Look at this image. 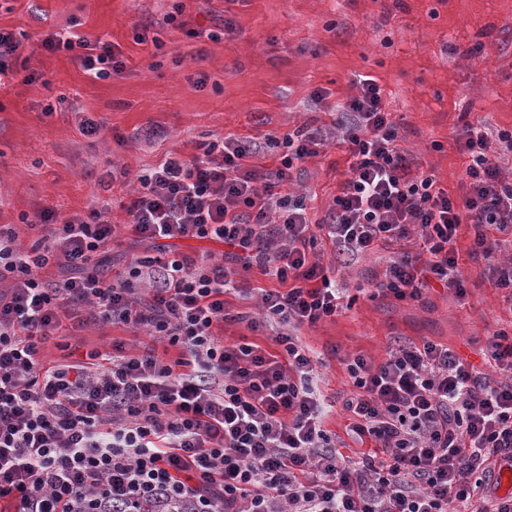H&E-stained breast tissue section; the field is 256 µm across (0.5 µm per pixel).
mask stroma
<instances>
[{"label":"stroma","instance_id":"1","mask_svg":"<svg viewBox=\"0 0 512 512\" xmlns=\"http://www.w3.org/2000/svg\"><path fill=\"white\" fill-rule=\"evenodd\" d=\"M0 28L23 33L24 67L33 75L0 81V225H13L25 247L42 235L44 209L107 210L112 250L97 267L107 280L152 252L125 213L140 170L168 153L202 155L227 135L255 148V164L275 168L278 141L329 127L333 105L356 94L359 75L382 88L414 171L458 194L467 158L455 137L466 120L488 127L490 158L512 176V152L498 140L500 131L512 132V0H0ZM56 32L110 43L122 73L99 79L75 52L45 50L43 40ZM317 89L326 97L315 106ZM83 112L103 122L101 135L81 133ZM347 168L346 153L331 140L294 171L292 186L309 198L312 221L331 212ZM469 244L468 228H460L465 298L440 289L417 301L371 296L367 283L390 254L381 246L343 271L350 309L301 330L333 403L325 429L345 457L357 459L374 444L348 433L343 357L378 363L397 344L433 341L474 361L492 334L512 333L507 292L489 281ZM237 285L224 296L228 318L216 335L228 346L253 342L276 351L271 329L251 322L257 289L277 287V279L255 266ZM145 339L120 324L81 329L68 319L40 353L51 364Z\"/></svg>","mask_w":512,"mask_h":512}]
</instances>
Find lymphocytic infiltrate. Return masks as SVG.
I'll list each match as a JSON object with an SVG mask.
<instances>
[{"mask_svg":"<svg viewBox=\"0 0 512 512\" xmlns=\"http://www.w3.org/2000/svg\"><path fill=\"white\" fill-rule=\"evenodd\" d=\"M44 49H79L83 68L105 79L124 63L106 42L51 35ZM338 104L336 139L348 176L328 219L310 221L303 200L284 194L295 163L328 139L297 131L283 139L276 169L251 165L226 136L203 156H170L138 175L126 207L131 229L151 240L224 243L242 268L259 266L280 286L262 291L263 321L284 355L259 345H224L233 271L177 255L136 259L107 282L89 266L112 245L101 217L41 214L49 232L25 250L0 228V499L16 512H512V498L487 495L492 463L512 468V383L503 384L439 343L391 349L381 363L345 358L352 389L342 407L349 430L375 444L346 460L326 432V403L297 330L336 315L345 293L317 237L355 260L392 246L375 291L420 299L433 287L466 294L458 229L495 287L512 291V178L487 156L485 125H464L467 187L455 196L416 175L398 147L381 87L357 78ZM56 262L65 278L40 269ZM117 323L177 349L147 347L46 366L37 338L62 316Z\"/></svg>","mask_w":512,"mask_h":512,"instance_id":"lymphocytic-infiltrate-1","label":"lymphocytic infiltrate"}]
</instances>
